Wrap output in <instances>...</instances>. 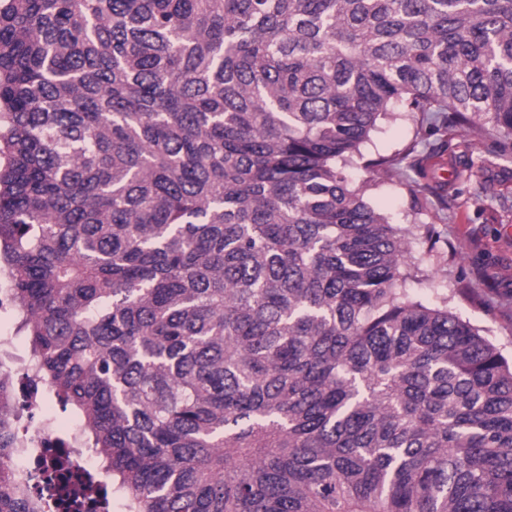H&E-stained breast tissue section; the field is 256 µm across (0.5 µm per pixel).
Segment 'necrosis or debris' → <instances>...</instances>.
Here are the masks:
<instances>
[{"label": "necrosis or debris", "mask_w": 512, "mask_h": 512, "mask_svg": "<svg viewBox=\"0 0 512 512\" xmlns=\"http://www.w3.org/2000/svg\"><path fill=\"white\" fill-rule=\"evenodd\" d=\"M12 281L0 273V388L12 399L18 431L30 453L8 460L11 470L29 475L45 512H107L111 483L92 449L80 443V422L61 429L43 414L50 392L37 357L19 353L17 325L22 311Z\"/></svg>", "instance_id": "obj_1"}]
</instances>
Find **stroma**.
Returning <instances> with one entry per match:
<instances>
[{
    "label": "stroma",
    "mask_w": 512,
    "mask_h": 512,
    "mask_svg": "<svg viewBox=\"0 0 512 512\" xmlns=\"http://www.w3.org/2000/svg\"><path fill=\"white\" fill-rule=\"evenodd\" d=\"M418 126L404 113L381 119L361 151L395 156L391 174L368 177L345 168L353 182L372 179V202L397 225L429 224L448 253L447 266L424 259L427 279L410 282L411 293L432 300L453 279L462 293L448 309L482 329L512 359V155H499L494 138L459 133L417 138ZM414 153H407L408 145Z\"/></svg>",
    "instance_id": "1"
}]
</instances>
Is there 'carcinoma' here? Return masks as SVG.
Here are the masks:
<instances>
[{
  "label": "carcinoma",
  "instance_id": "carcinoma-1",
  "mask_svg": "<svg viewBox=\"0 0 512 512\" xmlns=\"http://www.w3.org/2000/svg\"><path fill=\"white\" fill-rule=\"evenodd\" d=\"M504 133L512 0H11L0 270L123 512H512V363L336 163ZM0 389V512H39Z\"/></svg>",
  "mask_w": 512,
  "mask_h": 512
}]
</instances>
